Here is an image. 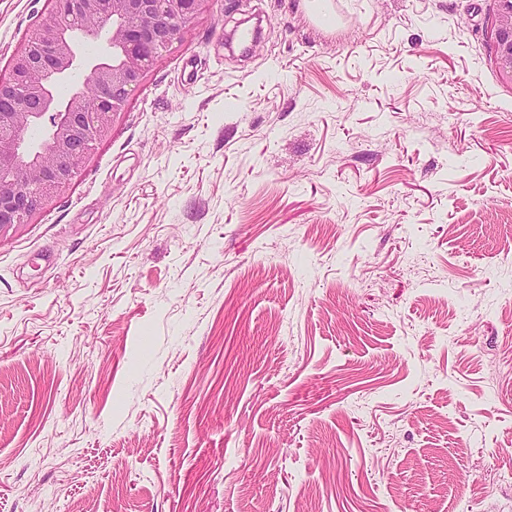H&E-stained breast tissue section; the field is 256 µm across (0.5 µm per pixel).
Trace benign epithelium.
<instances>
[{
  "label": "benign epithelium",
  "instance_id": "1",
  "mask_svg": "<svg viewBox=\"0 0 512 512\" xmlns=\"http://www.w3.org/2000/svg\"><path fill=\"white\" fill-rule=\"evenodd\" d=\"M209 0H50L0 79V232L30 224L70 186L150 67ZM492 49L512 80V0H498ZM100 40L99 53L82 51ZM79 84L67 95L60 84ZM98 92L96 104L86 91Z\"/></svg>",
  "mask_w": 512,
  "mask_h": 512
}]
</instances>
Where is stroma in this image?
<instances>
[{
	"label": "stroma",
	"mask_w": 512,
	"mask_h": 512,
	"mask_svg": "<svg viewBox=\"0 0 512 512\" xmlns=\"http://www.w3.org/2000/svg\"><path fill=\"white\" fill-rule=\"evenodd\" d=\"M326 5L210 0L0 233V512H512L498 0Z\"/></svg>",
	"instance_id": "stroma-1"
}]
</instances>
